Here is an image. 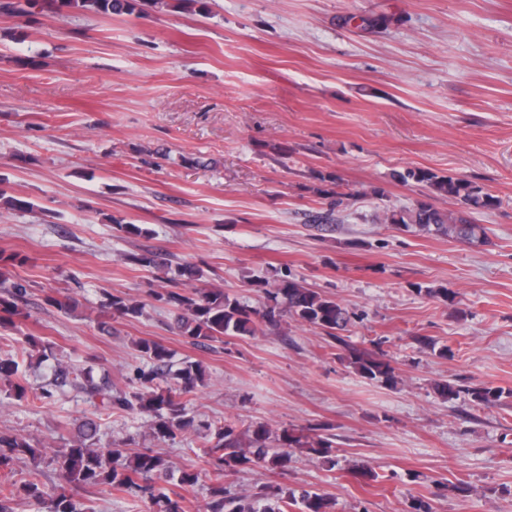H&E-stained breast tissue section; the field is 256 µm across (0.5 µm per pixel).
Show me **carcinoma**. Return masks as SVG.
Wrapping results in <instances>:
<instances>
[{
    "label": "carcinoma",
    "mask_w": 512,
    "mask_h": 512,
    "mask_svg": "<svg viewBox=\"0 0 512 512\" xmlns=\"http://www.w3.org/2000/svg\"><path fill=\"white\" fill-rule=\"evenodd\" d=\"M142 1L153 7L169 6L168 0H0V11L17 14L41 12L58 13L64 9L100 15L131 14ZM402 181L412 180L427 186L435 195L446 198L463 210H442L426 201L411 208L392 210L384 217L390 224L413 227L428 234L445 236L461 244L484 241V228L471 220L475 211L497 206L498 199L474 182L452 175H439L428 169L408 170L397 174ZM128 263L154 267L167 273L171 288L152 290L153 299L170 307L181 335L194 345L221 342L226 336H254L256 333L280 329L283 314L321 329L332 343L341 344L354 370L363 378L385 384L395 382L394 368L376 353L350 344L341 336L351 323L349 311L335 297L307 288L284 274L272 283L252 282L250 286L264 294V309L257 310L222 288L201 286L205 271L201 265L183 262L172 265L170 259L157 252L126 256ZM28 293L25 281L0 282V328H17L28 318L18 301ZM45 302L67 314L77 309V301L69 294L50 291ZM103 307L110 321L136 317L144 305L121 295H105ZM110 321L100 322V329L110 334ZM26 342L38 349L41 361H53L54 377L48 387L31 389L12 357L0 356V387L18 400L30 397L44 401L58 392L75 390L104 410L118 408L152 416L151 430L159 440L173 441L192 430L206 440L203 452L213 467L214 484L209 488L205 512H331L332 503L321 494L309 490L298 492L279 485H268L249 497H234L224 490V472L237 468H284L291 461L292 449L306 453L336 466L333 439L319 433L303 434L294 428L272 431L257 423L239 431L230 422L215 423L197 420L188 414L184 396L203 382L205 371L194 361H185L177 370L169 368V353L157 342L140 339L135 350L146 363L134 378V390L112 393L107 381L94 380L92 370L75 368L56 357L53 347L42 344L37 336H26ZM176 380L173 386L163 387L158 380L165 376ZM436 392L444 399L461 393L476 407H491L502 398L512 397V390L499 386H456L446 381L435 384ZM103 418L88 419L78 430L76 440L53 455L24 436L0 434V512H13L10 501L18 494L42 506L43 512H97L91 494L109 488L121 492H141L149 497V512H182L181 496L175 488L193 487L200 473L176 468L157 453L145 449L124 453L118 448H97ZM26 458L33 469L26 473L14 470L15 461ZM55 472L61 490L49 488L42 481V464ZM70 486L81 489L87 496L77 498L62 490Z\"/></svg>",
    "instance_id": "1"
}]
</instances>
